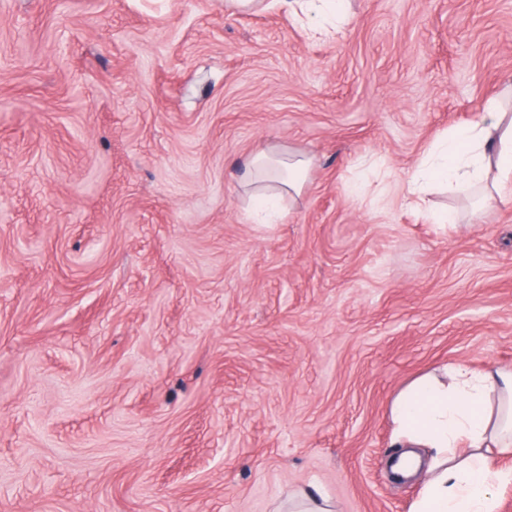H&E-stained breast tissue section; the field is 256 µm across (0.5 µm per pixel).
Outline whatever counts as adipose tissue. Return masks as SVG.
<instances>
[{
  "instance_id": "1",
  "label": "adipose tissue",
  "mask_w": 512,
  "mask_h": 512,
  "mask_svg": "<svg viewBox=\"0 0 512 512\" xmlns=\"http://www.w3.org/2000/svg\"><path fill=\"white\" fill-rule=\"evenodd\" d=\"M348 2L224 0V7L236 13L272 6L312 34L333 37L351 22ZM493 165L501 179L512 178V123L492 101L479 121L433 143L409 181V199L420 205L434 184L452 194L482 187ZM310 166L305 155L264 150L243 162L240 180L253 201L272 205L301 195ZM391 417L393 443L401 449L396 472L424 477L411 512H496L497 489L512 484V468L495 463L512 454V369L447 365L399 392Z\"/></svg>"
}]
</instances>
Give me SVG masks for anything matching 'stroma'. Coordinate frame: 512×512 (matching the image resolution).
<instances>
[{
	"mask_svg": "<svg viewBox=\"0 0 512 512\" xmlns=\"http://www.w3.org/2000/svg\"><path fill=\"white\" fill-rule=\"evenodd\" d=\"M0 0V512H410L391 403L512 368V199L409 208L512 84V0ZM313 166L275 224L236 176ZM361 183L359 194L348 187ZM225 0L231 13L278 8L294 16L314 35L336 37L351 23L349 0ZM319 493L301 492L288 498L289 512H333Z\"/></svg>",
	"mask_w": 512,
	"mask_h": 512,
	"instance_id": "stroma-1",
	"label": "stroma"
}]
</instances>
